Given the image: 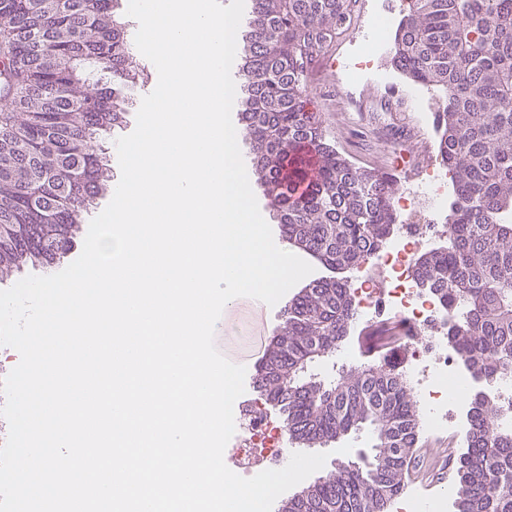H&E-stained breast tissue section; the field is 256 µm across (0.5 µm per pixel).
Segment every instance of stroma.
Instances as JSON below:
<instances>
[{
  "instance_id": "stroma-1",
  "label": "stroma",
  "mask_w": 512,
  "mask_h": 512,
  "mask_svg": "<svg viewBox=\"0 0 512 512\" xmlns=\"http://www.w3.org/2000/svg\"><path fill=\"white\" fill-rule=\"evenodd\" d=\"M379 2L358 0L353 25L337 32L326 44L323 66L309 79L306 95L328 138L354 166L389 172L398 159L405 158L419 160L427 169L439 167V135L433 113L442 107V94L436 88L413 84L395 71L389 63L391 49L372 52V19ZM136 65L141 78L127 91L125 121L103 140L106 161L115 176L120 173L115 141L134 130L139 103L158 81V73L148 61L140 59ZM395 89L401 92V102L396 111H385L379 100ZM362 107L370 109V116L364 124H352L351 116ZM287 308L284 298L268 307L245 300L231 316L219 350L245 367L246 396L260 395V365L270 339L285 320ZM378 326L375 320L351 324L344 344L351 350L352 364L379 365L388 359L396 372H403L409 361L406 338H399L391 348H377L374 336Z\"/></svg>"
}]
</instances>
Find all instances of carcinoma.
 <instances>
[{
  "instance_id": "1",
  "label": "carcinoma",
  "mask_w": 512,
  "mask_h": 512,
  "mask_svg": "<svg viewBox=\"0 0 512 512\" xmlns=\"http://www.w3.org/2000/svg\"><path fill=\"white\" fill-rule=\"evenodd\" d=\"M118 0H0V278L24 261L19 237L38 224L81 223L106 190L100 139L122 124L136 70ZM356 0H251L241 100L255 174L285 239L331 272L384 248L398 214L388 175L362 170L330 144L305 95L315 51L353 18ZM392 67L448 94L436 113L438 153L455 189L448 245L416 275L448 316V344L474 376L512 371V0H412L394 34ZM357 305L333 275L288 305L261 367L288 437L334 442L365 426L363 470L334 468L288 512H384L404 491L420 439L416 402L388 366L357 365L336 382L305 366L344 338ZM466 451L453 459L454 512H512V429L503 406L468 396Z\"/></svg>"
}]
</instances>
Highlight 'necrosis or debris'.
Instances as JSON below:
<instances>
[{"label":"necrosis or debris","instance_id":"obj_1","mask_svg":"<svg viewBox=\"0 0 512 512\" xmlns=\"http://www.w3.org/2000/svg\"><path fill=\"white\" fill-rule=\"evenodd\" d=\"M427 183L423 200L404 195L398 205L406 213L425 207L428 223L393 237L369 268L354 277L353 292L360 318L390 315L415 328V336L408 339L412 349L409 374L427 408L429 429L444 431L449 414L468 415L467 400L453 396L452 390L470 383L471 377L460 358L448 350L447 327L438 299L416 279L413 259L430 234L438 231L440 206L450 195L446 172L429 171ZM235 411L241 432L232 440L229 458L240 475L280 468L286 439L271 414L252 399L237 402Z\"/></svg>","mask_w":512,"mask_h":512}]
</instances>
